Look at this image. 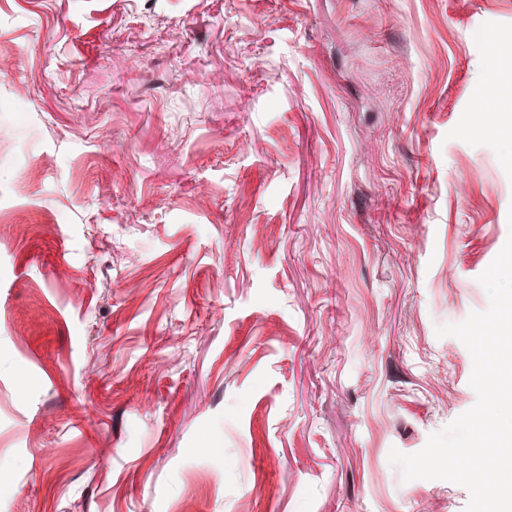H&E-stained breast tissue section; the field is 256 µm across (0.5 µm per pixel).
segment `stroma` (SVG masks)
Listing matches in <instances>:
<instances>
[{"instance_id": "35a3bbf8", "label": "stroma", "mask_w": 512, "mask_h": 512, "mask_svg": "<svg viewBox=\"0 0 512 512\" xmlns=\"http://www.w3.org/2000/svg\"><path fill=\"white\" fill-rule=\"evenodd\" d=\"M512 0H0V512H464ZM507 42L504 36H498L494 46L490 49L487 58L488 77L496 86L497 108L489 112H512V71L507 69L502 61L501 55L503 45Z\"/></svg>"}]
</instances>
